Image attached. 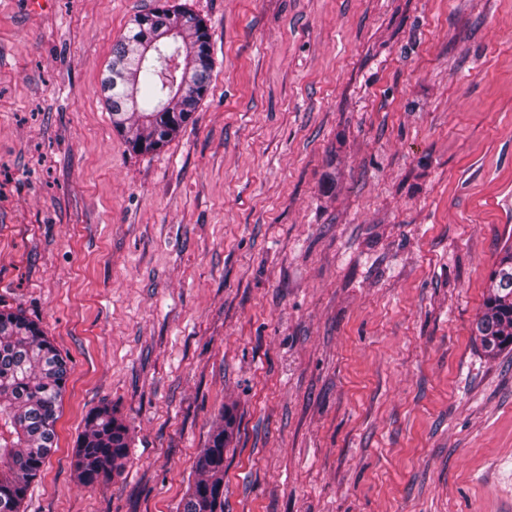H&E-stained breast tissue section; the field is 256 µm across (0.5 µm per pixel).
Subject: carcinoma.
Instances as JSON below:
<instances>
[{"mask_svg": "<svg viewBox=\"0 0 512 512\" xmlns=\"http://www.w3.org/2000/svg\"><path fill=\"white\" fill-rule=\"evenodd\" d=\"M213 58L204 21L184 5L159 3L112 44L101 91L112 126L134 151L164 146L208 91ZM492 289L476 321L489 355L512 352V248L491 273ZM69 367L40 326L0 310V512H22L32 481L57 445L55 424ZM233 419L221 416L195 464L178 512H224V447ZM126 426L103 406L86 418L75 448L79 482L118 473L128 456Z\"/></svg>", "mask_w": 512, "mask_h": 512, "instance_id": "1", "label": "carcinoma"}]
</instances>
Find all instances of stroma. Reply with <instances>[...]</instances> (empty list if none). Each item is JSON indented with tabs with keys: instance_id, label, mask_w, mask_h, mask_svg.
<instances>
[{
	"instance_id": "obj_1",
	"label": "stroma",
	"mask_w": 512,
	"mask_h": 512,
	"mask_svg": "<svg viewBox=\"0 0 512 512\" xmlns=\"http://www.w3.org/2000/svg\"><path fill=\"white\" fill-rule=\"evenodd\" d=\"M208 93L134 152L100 81L156 0H0V309L69 363L24 512H512V0H181ZM123 471L74 470L87 414ZM492 289L476 321L477 336L488 355L512 352V248L491 273ZM126 430L107 406L89 413L75 448V472L79 482L93 485L120 472L128 456ZM232 428L233 419L222 415L196 461L195 480L178 512H224V447Z\"/></svg>"
}]
</instances>
